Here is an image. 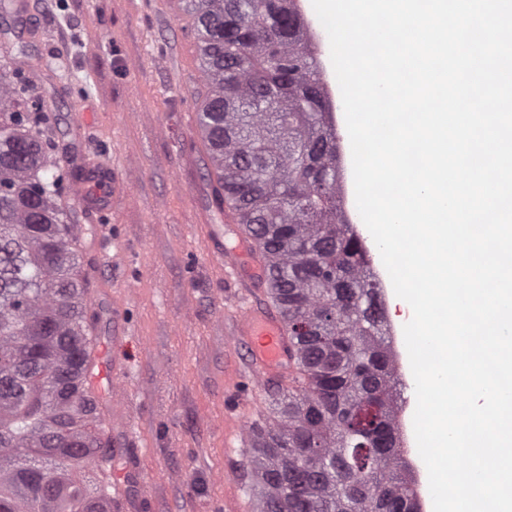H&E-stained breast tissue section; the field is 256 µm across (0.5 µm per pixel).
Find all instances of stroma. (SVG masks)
<instances>
[{
    "mask_svg": "<svg viewBox=\"0 0 512 512\" xmlns=\"http://www.w3.org/2000/svg\"><path fill=\"white\" fill-rule=\"evenodd\" d=\"M21 39L46 70L51 131L83 167L104 160L133 177L108 214L90 213L85 244L95 334L125 366L121 419L103 397L110 431L127 437L117 461L152 482L129 487L122 512H253L242 429L268 409L267 388L241 403L240 356L229 345L235 305L211 265L207 230L227 219L213 201L208 151L196 133L202 85L181 0H24ZM125 301L112 317L110 294Z\"/></svg>",
    "mask_w": 512,
    "mask_h": 512,
    "instance_id": "35a3bbf8",
    "label": "stroma"
}]
</instances>
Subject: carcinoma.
Here are the masks:
<instances>
[{
	"label": "carcinoma",
	"mask_w": 512,
	"mask_h": 512,
	"mask_svg": "<svg viewBox=\"0 0 512 512\" xmlns=\"http://www.w3.org/2000/svg\"><path fill=\"white\" fill-rule=\"evenodd\" d=\"M197 112L228 209L268 267L295 374L252 428L256 512H418L398 435L399 377L371 260L347 219L336 129L292 0H187ZM0 59V512H112L86 472L112 440L89 383L97 345L74 211L84 172L48 133V100Z\"/></svg>",
	"instance_id": "obj_1"
}]
</instances>
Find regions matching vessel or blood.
I'll return each instance as SVG.
<instances>
[{
	"mask_svg": "<svg viewBox=\"0 0 512 512\" xmlns=\"http://www.w3.org/2000/svg\"><path fill=\"white\" fill-rule=\"evenodd\" d=\"M213 266L230 285L242 289L262 286L269 274L265 259L242 236L237 237L235 245L214 249ZM228 342L234 350L243 352L247 378L252 382H283L293 370L295 343L272 305L241 299ZM133 482L138 483L141 492H150V484L137 481L135 475H113V508L122 506L127 488Z\"/></svg>",
	"mask_w": 512,
	"mask_h": 512,
	"instance_id": "1",
	"label": "vessel or blood"
}]
</instances>
